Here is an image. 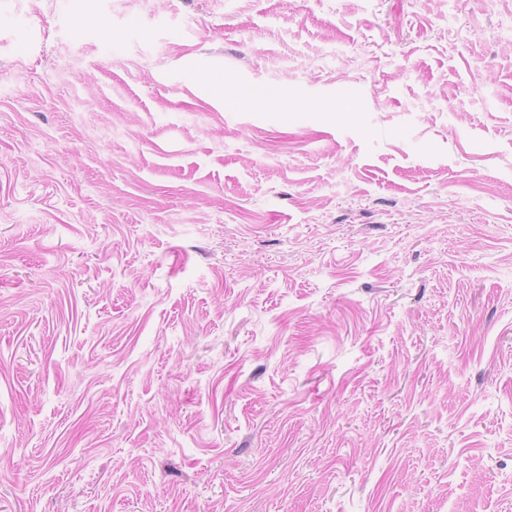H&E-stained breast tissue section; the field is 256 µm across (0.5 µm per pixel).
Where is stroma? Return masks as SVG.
Instances as JSON below:
<instances>
[{
  "label": "stroma",
  "instance_id": "35a3bbf8",
  "mask_svg": "<svg viewBox=\"0 0 512 512\" xmlns=\"http://www.w3.org/2000/svg\"><path fill=\"white\" fill-rule=\"evenodd\" d=\"M0 512H512V0H0Z\"/></svg>",
  "mask_w": 512,
  "mask_h": 512
}]
</instances>
